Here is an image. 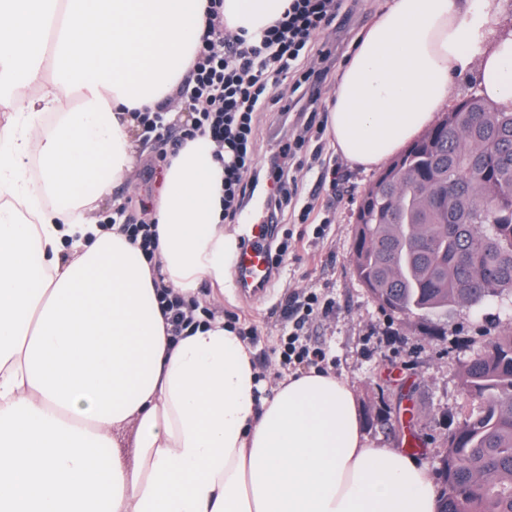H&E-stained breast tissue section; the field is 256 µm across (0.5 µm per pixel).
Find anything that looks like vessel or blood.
<instances>
[{
    "mask_svg": "<svg viewBox=\"0 0 512 512\" xmlns=\"http://www.w3.org/2000/svg\"><path fill=\"white\" fill-rule=\"evenodd\" d=\"M244 222L247 244L233 256L231 272L239 287L259 301L265 298L274 279L268 251L272 226L255 214L246 216Z\"/></svg>",
    "mask_w": 512,
    "mask_h": 512,
    "instance_id": "b4317fda",
    "label": "vessel or blood"
}]
</instances>
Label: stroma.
I'll return each mask as SVG.
<instances>
[{
  "label": "stroma",
  "mask_w": 512,
  "mask_h": 512,
  "mask_svg": "<svg viewBox=\"0 0 512 512\" xmlns=\"http://www.w3.org/2000/svg\"><path fill=\"white\" fill-rule=\"evenodd\" d=\"M383 0H344L335 27L325 36L330 58L309 56V67L331 71L323 90L331 92L338 71L358 35L381 9ZM276 106L258 114L255 154L265 163L276 143L291 133ZM147 154L130 180L114 188L112 198L103 202L100 217H107L115 204L126 206L131 221L147 220L159 196L163 168L158 155L161 143L143 140ZM325 169L335 172V182L320 183L318 173L300 168L298 178L304 195L315 205L329 227L316 236L313 225L285 219L278 226L279 237L301 238L298 259L279 271L267 298L248 304L236 293L232 282L200 284L204 305L224 316H236L244 328L256 330L261 338L253 349L263 379L265 395H272L286 375L274 354L283 334L280 305L289 296L316 292L328 299L332 310L309 322L305 328L311 341L329 348V365L353 386L372 443L385 448L406 447L417 437L419 460L436 471L449 431L459 423L464 401L460 392V370L464 360L482 346L485 331H512V300L499 299L476 307H453L434 316L436 335L416 318L391 317L373 300L354 276L351 267L354 213L360 197L376 178V172L352 167L330 145H322Z\"/></svg>",
  "instance_id": "obj_1"
}]
</instances>
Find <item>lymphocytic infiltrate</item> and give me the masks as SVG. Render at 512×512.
I'll return each instance as SVG.
<instances>
[{
    "label": "lymphocytic infiltrate",
    "mask_w": 512,
    "mask_h": 512,
    "mask_svg": "<svg viewBox=\"0 0 512 512\" xmlns=\"http://www.w3.org/2000/svg\"><path fill=\"white\" fill-rule=\"evenodd\" d=\"M338 10L337 0H288L281 18L260 36H230L224 32V0H209L206 32L182 88L188 119L179 138L206 133L222 144L225 221H234L256 192L269 184L276 188L270 223H279L289 212L304 224L313 214L314 204L303 197L292 168L312 138L323 135L324 121L309 115L305 134L282 142L261 171L255 159V118L273 101L283 112L304 101L318 102L326 76L305 67L304 60L319 47L321 34L335 24ZM286 79L292 87L289 98H276V84ZM329 309V303L313 292L286 300L282 316L289 329L280 339L279 353L283 365L320 369L328 363V351L309 346L297 328Z\"/></svg>",
    "instance_id": "lymphocytic-infiltrate-1"
}]
</instances>
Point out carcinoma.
Segmentation results:
<instances>
[{"label":"carcinoma","instance_id":"1","mask_svg":"<svg viewBox=\"0 0 512 512\" xmlns=\"http://www.w3.org/2000/svg\"><path fill=\"white\" fill-rule=\"evenodd\" d=\"M438 126L400 154L429 188L377 183L354 234L353 273L394 317L512 297V110L474 90ZM461 382L471 408L440 459L444 512H512V332L486 337Z\"/></svg>","mask_w":512,"mask_h":512}]
</instances>
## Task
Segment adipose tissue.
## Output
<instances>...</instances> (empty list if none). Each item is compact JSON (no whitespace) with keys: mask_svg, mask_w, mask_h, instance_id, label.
<instances>
[{"mask_svg":"<svg viewBox=\"0 0 512 512\" xmlns=\"http://www.w3.org/2000/svg\"><path fill=\"white\" fill-rule=\"evenodd\" d=\"M208 0H0V512H440L426 467L369 441L356 393L314 369L261 394L223 315L170 341L157 292L223 282L224 167L199 136L164 164L155 259L99 202L139 159L134 111L166 106ZM288 0H224L261 32ZM503 0H387L327 99V135L372 171L474 73L512 108ZM42 177L20 184L26 160ZM135 432L126 461L114 434Z\"/></svg>","mask_w":512,"mask_h":512,"instance_id":"adipose-tissue-1","label":"adipose tissue"}]
</instances>
